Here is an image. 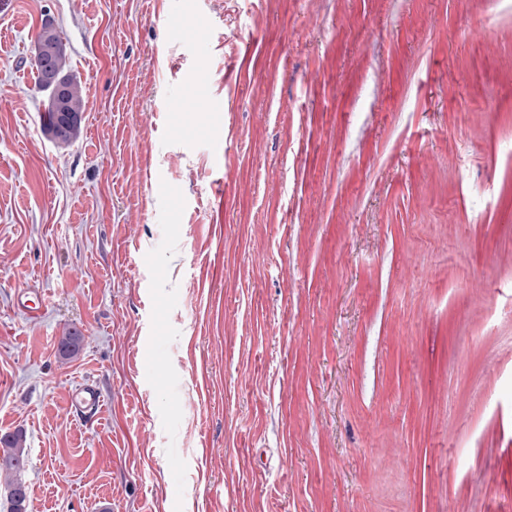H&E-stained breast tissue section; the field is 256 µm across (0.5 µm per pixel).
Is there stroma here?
Listing matches in <instances>:
<instances>
[{
    "mask_svg": "<svg viewBox=\"0 0 512 512\" xmlns=\"http://www.w3.org/2000/svg\"><path fill=\"white\" fill-rule=\"evenodd\" d=\"M2 431L31 512H512V0H0ZM53 42L55 47L47 52L39 63H36L38 78L36 86L45 93L46 97L55 95L56 88L50 83V78L59 76L65 78L63 98L68 119L61 118L55 111L47 109L43 113L44 127L48 133L60 144L69 145L77 139L81 117L84 109L80 83L68 70V55L65 44L59 34L54 31ZM46 299L40 288H22L14 299L15 309L24 315L42 312ZM102 402L101 393L91 382H84L71 392L70 408L81 421L96 419L101 411Z\"/></svg>",
    "mask_w": 512,
    "mask_h": 512,
    "instance_id": "35a3bbf8",
    "label": "stroma"
}]
</instances>
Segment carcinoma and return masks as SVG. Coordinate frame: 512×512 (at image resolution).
<instances>
[{"instance_id":"cac0c4a2","label":"carcinoma","mask_w":512,"mask_h":512,"mask_svg":"<svg viewBox=\"0 0 512 512\" xmlns=\"http://www.w3.org/2000/svg\"><path fill=\"white\" fill-rule=\"evenodd\" d=\"M54 48L47 52L42 60L36 64L38 78L36 86L50 97L55 95L56 88L50 83V78L59 76L65 78L63 98L68 118L64 119L52 110L43 113L44 127L48 133L60 144H70L77 139L81 117L84 109L80 83L68 70V55L65 44L59 34L53 35ZM83 336L75 331L67 332L61 340V352L65 356H73L78 353ZM28 463V451L23 446V438L12 436L0 447V475L11 491L10 512H25V500L27 494L22 474Z\"/></svg>"}]
</instances>
